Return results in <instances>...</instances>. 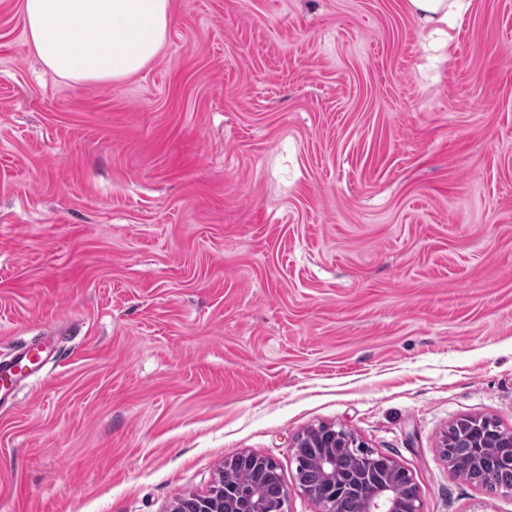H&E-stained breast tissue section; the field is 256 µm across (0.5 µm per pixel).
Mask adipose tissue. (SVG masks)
<instances>
[{"instance_id":"1","label":"adipose tissue","mask_w":512,"mask_h":512,"mask_svg":"<svg viewBox=\"0 0 512 512\" xmlns=\"http://www.w3.org/2000/svg\"><path fill=\"white\" fill-rule=\"evenodd\" d=\"M471 0H406L420 29L442 44ZM28 41L50 71L75 83L112 82L140 72L164 47L170 0H23Z\"/></svg>"}]
</instances>
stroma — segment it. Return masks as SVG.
Returning a JSON list of instances; mask_svg holds the SVG:
<instances>
[{"label":"stroma","instance_id":"stroma-1","mask_svg":"<svg viewBox=\"0 0 512 512\" xmlns=\"http://www.w3.org/2000/svg\"><path fill=\"white\" fill-rule=\"evenodd\" d=\"M435 60L405 0H171L161 54L74 83L0 0V512H168L332 425L420 512H512L449 428L512 431V0ZM47 348L34 343L21 344L12 349L8 356L0 359V400L2 397L15 396L26 382L40 378L38 373L45 366Z\"/></svg>","mask_w":512,"mask_h":512}]
</instances>
